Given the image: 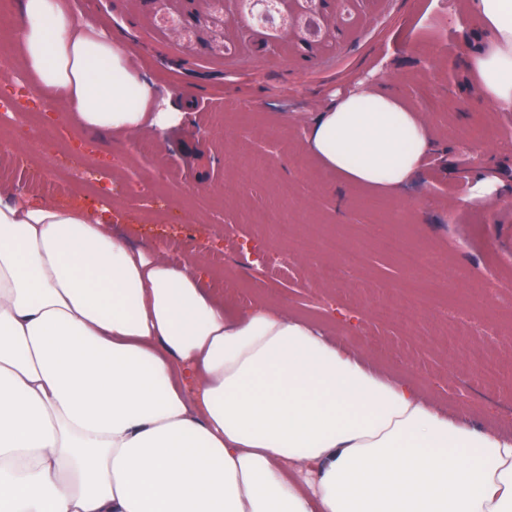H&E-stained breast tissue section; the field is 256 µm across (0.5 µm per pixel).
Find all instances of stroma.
Instances as JSON below:
<instances>
[{
	"instance_id": "stroma-1",
	"label": "stroma",
	"mask_w": 512,
	"mask_h": 512,
	"mask_svg": "<svg viewBox=\"0 0 512 512\" xmlns=\"http://www.w3.org/2000/svg\"><path fill=\"white\" fill-rule=\"evenodd\" d=\"M67 4L122 38L183 115L138 136L95 134L35 97L29 124L0 120L1 184L90 207L110 188L112 228L135 247L201 258L207 288L226 300L269 298L441 411L512 433V386L464 366L478 355L512 363V112L490 106L464 60H448L467 35L462 0H335L331 14L319 0ZM362 82L392 84L439 144L394 193L340 189L304 148L308 118ZM481 180L498 205L475 198ZM272 207L292 224L289 240L255 223ZM331 237L343 244L333 255L322 249ZM391 238L418 253L414 266L387 250ZM248 240L287 252V268L262 267ZM458 337L469 347L449 353Z\"/></svg>"
}]
</instances>
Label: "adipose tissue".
<instances>
[{"label": "adipose tissue", "instance_id": "obj_1", "mask_svg": "<svg viewBox=\"0 0 512 512\" xmlns=\"http://www.w3.org/2000/svg\"><path fill=\"white\" fill-rule=\"evenodd\" d=\"M10 44L84 130L168 120L126 44L66 0H17ZM466 66L512 109V0H467ZM436 145L391 87L340 96L305 148L344 188H402ZM109 202L0 184V512H512V435L265 302L211 294L110 231Z\"/></svg>", "mask_w": 512, "mask_h": 512}]
</instances>
